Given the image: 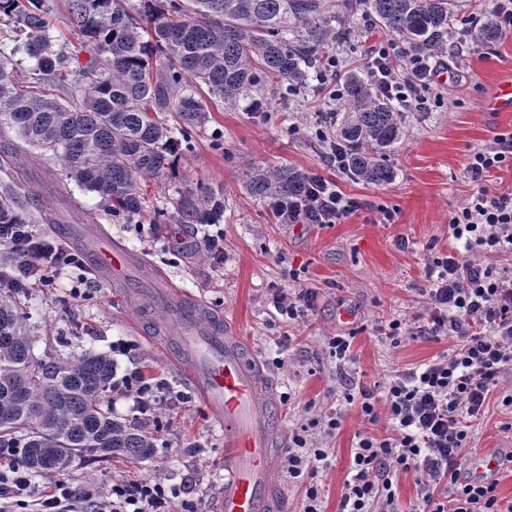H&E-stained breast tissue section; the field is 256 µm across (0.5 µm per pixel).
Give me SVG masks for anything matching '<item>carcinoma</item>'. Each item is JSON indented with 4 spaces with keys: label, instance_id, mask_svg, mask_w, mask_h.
Here are the masks:
<instances>
[{
    "label": "carcinoma",
    "instance_id": "obj_1",
    "mask_svg": "<svg viewBox=\"0 0 512 512\" xmlns=\"http://www.w3.org/2000/svg\"><path fill=\"white\" fill-rule=\"evenodd\" d=\"M454 0H68L71 21L90 60L70 93L48 86L67 80L69 59L54 47L48 0H0V17L36 67L16 78L12 56L0 51V124L17 141L0 145V171L20 168L24 146L61 161L66 178L112 201L115 214L141 209V181L172 164L179 142L160 119L169 113L181 132L202 126L203 97L234 103L268 81L302 82L324 45L343 31L330 27L358 7L374 15L407 48L436 56L448 50ZM345 111L337 136L348 146L346 169L368 183L393 180L386 149L401 135L397 112L375 85L344 81ZM308 176L292 169L257 172L259 198L297 197ZM182 224H214L224 199L202 183L179 202ZM12 195L0 196V224H27ZM18 296L0 293V448L21 449L35 472L41 448L61 455L146 459L153 438L105 408L114 373L104 354L37 360Z\"/></svg>",
    "mask_w": 512,
    "mask_h": 512
}]
</instances>
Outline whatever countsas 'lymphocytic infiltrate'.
Listing matches in <instances>:
<instances>
[{
	"instance_id": "f902f5d3",
	"label": "lymphocytic infiltrate",
	"mask_w": 512,
	"mask_h": 512,
	"mask_svg": "<svg viewBox=\"0 0 512 512\" xmlns=\"http://www.w3.org/2000/svg\"><path fill=\"white\" fill-rule=\"evenodd\" d=\"M395 41L375 47L369 61L371 76L383 95L405 111L428 109L435 68L429 57L406 52L407 78L391 64ZM512 163V132L497 134L492 146L468 156L467 171L476 185L470 201L449 213L448 233L463 242V253L428 257L425 292L428 311L413 322L389 321L380 332L391 346L403 340L453 338L452 354L413 368L395 371L382 390L361 385L346 389L347 403H359L368 422L379 419L385 406L392 434L360 436L340 512H395L393 481L413 473L422 512H512L493 481L467 475L466 448L472 440V421L481 415L500 377L512 370V269L479 263L474 248L487 246L512 251V194L490 192L486 173ZM305 196L276 198L273 212L282 224H331L356 212V200L346 197L320 175L309 177ZM0 245L10 260L0 265V288L29 292L50 286L51 278L83 267L80 256L30 224H0ZM109 403L133 400L139 412L169 404L171 393L161 381L134 369L113 380L105 395ZM16 448H0V494L20 498L31 492V480ZM328 465V452L313 447L306 433H294L284 458L285 475L303 485L302 512H321L322 491L315 481ZM182 489L160 481L117 482L98 512H172Z\"/></svg>"
}]
</instances>
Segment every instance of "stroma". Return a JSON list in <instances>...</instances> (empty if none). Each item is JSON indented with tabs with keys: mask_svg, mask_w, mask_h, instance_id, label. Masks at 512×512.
Returning a JSON list of instances; mask_svg holds the SVG:
<instances>
[{
	"mask_svg": "<svg viewBox=\"0 0 512 512\" xmlns=\"http://www.w3.org/2000/svg\"><path fill=\"white\" fill-rule=\"evenodd\" d=\"M49 32L80 70L90 54L70 23L65 0H52ZM346 38L325 49L336 58L335 71L319 76L310 69L305 84L282 81L227 105L206 100L205 124L181 138L174 169L141 184L143 207L134 215L115 216L112 204L95 192L67 180L58 161L40 151L29 152L25 171L51 169L42 187L0 173V194L17 196L37 230L54 236L51 214L70 211L76 223L97 224L112 239L144 262L132 284L96 277L88 297L72 302L82 270L69 269L55 287L28 293L23 310L37 338V358L73 353H111L123 339L132 349L115 358L118 373L141 367L164 379L179 401L158 409L160 426L150 458L75 461L64 476L74 486L106 496L112 483L151 480L188 482L200 512L224 489V431L215 413L161 346L171 322L139 291L153 285L154 271L163 272L172 288L202 300L213 316L228 320L255 350L265 378L273 385L284 440L306 424L314 446L330 451L331 465L317 477L323 489V512H339L345 481L359 435H386V420L368 423L359 404L343 399L351 383L385 385L393 371L435 359L452 348L451 340L408 339L391 347L377 328L398 318L414 320L430 300L423 292L427 244L437 252L460 249L448 237V213L464 204L475 184L465 166L470 151L491 145L496 134L512 131V112H492L490 96L512 80V34L494 53L466 41L449 45L438 56L439 101L427 112L401 115L404 135L386 154L395 178L373 185L324 165L317 130L323 113L337 110L336 86L354 74L369 79L372 46L386 40L374 16L357 11L344 16ZM288 167L333 181L360 209L337 223L278 224L269 200L252 196L248 176L255 170ZM212 187L224 198L219 224L224 230V262L217 265L199 246L196 225L179 221L178 201L186 185ZM395 211L384 223L380 208ZM315 289V308L288 323L269 302L272 290ZM354 332L352 361L338 365L327 347L330 336ZM512 392V371L502 375L484 412L474 422V440L467 451V472L476 474L479 459L497 453L504 460L496 471L499 497L512 499V408L501 398ZM341 412L333 435L315 429L329 411Z\"/></svg>",
	"mask_w": 512,
	"mask_h": 512,
	"instance_id": "obj_1",
	"label": "stroma"
}]
</instances>
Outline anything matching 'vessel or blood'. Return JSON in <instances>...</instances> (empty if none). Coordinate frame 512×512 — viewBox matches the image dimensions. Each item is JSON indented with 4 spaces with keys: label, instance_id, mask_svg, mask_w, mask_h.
I'll use <instances>...</instances> for the list:
<instances>
[{
    "label": "vessel or blood",
    "instance_id": "vessel-or-blood-1",
    "mask_svg": "<svg viewBox=\"0 0 512 512\" xmlns=\"http://www.w3.org/2000/svg\"><path fill=\"white\" fill-rule=\"evenodd\" d=\"M70 243L96 257L105 277H119L136 259L126 249L102 246L92 224L66 227ZM177 331L176 362L224 425V494L211 512H287L285 491L272 480L273 460L282 439L267 407L259 402L266 379L253 348L231 327L214 324L206 307L162 290Z\"/></svg>",
    "mask_w": 512,
    "mask_h": 512
}]
</instances>
